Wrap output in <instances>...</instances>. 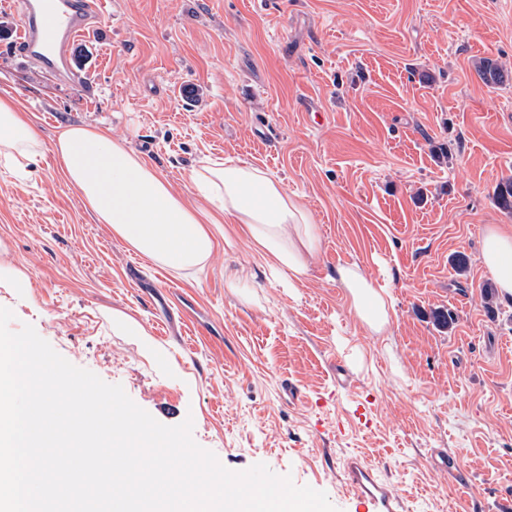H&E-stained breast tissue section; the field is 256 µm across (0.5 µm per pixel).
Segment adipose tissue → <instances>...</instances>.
Segmentation results:
<instances>
[{
    "label": "adipose tissue",
    "mask_w": 512,
    "mask_h": 512,
    "mask_svg": "<svg viewBox=\"0 0 512 512\" xmlns=\"http://www.w3.org/2000/svg\"><path fill=\"white\" fill-rule=\"evenodd\" d=\"M37 145L28 115L11 94L0 95V156L21 162ZM54 150L66 179L100 223L156 264L177 271L204 267L213 253L209 225L241 224L256 252L288 282L303 281L319 252V237L299 197L254 165L211 163L192 183L206 201L198 206L124 143L90 126H67ZM501 298H512V227H487L480 256ZM349 308L372 335L390 322L392 296L355 264L337 266Z\"/></svg>",
    "instance_id": "adipose-tissue-1"
}]
</instances>
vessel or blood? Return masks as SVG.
<instances>
[{
	"mask_svg": "<svg viewBox=\"0 0 512 512\" xmlns=\"http://www.w3.org/2000/svg\"><path fill=\"white\" fill-rule=\"evenodd\" d=\"M103 15L89 0H26L14 47L49 73L72 77L71 48ZM344 475L365 512H404L400 496L359 457L347 460Z\"/></svg>",
	"mask_w": 512,
	"mask_h": 512,
	"instance_id": "b4317fda",
	"label": "vessel or blood"
}]
</instances>
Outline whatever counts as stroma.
<instances>
[{
  "label": "stroma",
  "mask_w": 512,
  "mask_h": 512,
  "mask_svg": "<svg viewBox=\"0 0 512 512\" xmlns=\"http://www.w3.org/2000/svg\"><path fill=\"white\" fill-rule=\"evenodd\" d=\"M18 21V0H0V93L38 137L24 176L0 160L12 330L33 325L162 424L192 418L225 468L266 464L337 512L352 453L406 512H512V301L480 263L486 226L512 224L495 202L512 180V0H112L72 48L77 80L18 52ZM68 125L108 130L189 196L210 160L282 180L320 237L303 282L286 286L246 237L225 245L220 224L221 263L137 253L64 178ZM344 264L392 294L385 335L350 312Z\"/></svg>",
  "instance_id": "obj_1"
}]
</instances>
